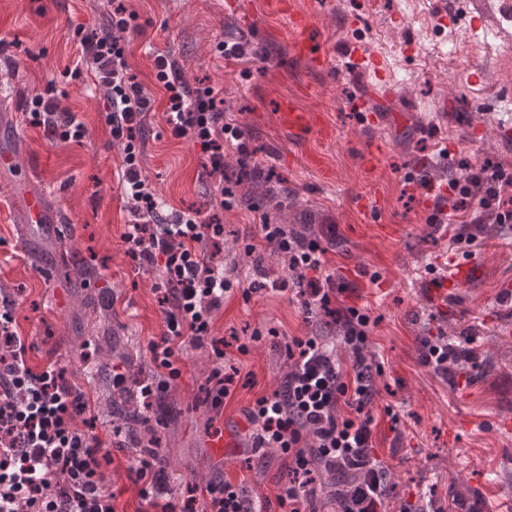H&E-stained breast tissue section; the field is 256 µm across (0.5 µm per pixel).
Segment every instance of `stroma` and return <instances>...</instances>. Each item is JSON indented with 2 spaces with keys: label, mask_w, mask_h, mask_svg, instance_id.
Listing matches in <instances>:
<instances>
[{
  "label": "stroma",
  "mask_w": 512,
  "mask_h": 512,
  "mask_svg": "<svg viewBox=\"0 0 512 512\" xmlns=\"http://www.w3.org/2000/svg\"><path fill=\"white\" fill-rule=\"evenodd\" d=\"M293 2L330 52L325 69L291 56L288 24L269 13L266 0H129L143 26L132 69L152 84L154 56L162 53L190 85L223 89L225 121L249 133L253 159L284 188V205L336 225L326 268L337 279L362 270L340 300L376 318L370 348L384 373L375 404L395 406L401 418L397 430L385 421L376 428L377 454L395 485L389 512L454 500L465 512L512 504V228L489 225L476 208L454 243L447 227L432 223L434 206L420 189L435 168L449 180L462 178L466 166L512 170V141L500 133L512 124V20L501 17V0ZM108 10L107 0H0V152L14 157L0 164V291L16 301L30 365L58 364L85 385L93 433L121 470L137 451L120 447L119 421L103 403L107 391L85 376L108 340L128 352V377L153 375L148 344L162 333L164 313L154 274L136 271L125 254L121 235L132 216L119 190L121 149L105 123L104 94L87 78L70 77L80 56L75 29H102ZM443 12L451 24L441 23ZM219 39L242 45L243 55L222 57ZM361 51L384 60L385 87L360 70ZM475 66L485 74L478 84L467 80ZM35 94L57 98L86 125V138L61 142L28 125L22 105ZM289 96L333 122L334 138L300 139L283 127L280 106ZM374 141L385 144L386 157L369 170L362 156ZM316 155L330 176L315 168ZM204 158L198 143L171 135L162 112L152 114L143 169L168 208L205 209ZM39 191L55 202L57 223H24L23 200ZM365 196L375 202L369 215L357 206ZM219 218L230 267L256 221L243 204ZM466 259L475 277L448 302L433 301L431 286L452 279ZM272 327L291 336L334 333L324 315H305L292 291L226 298L213 333L245 339ZM440 336L475 350L476 359L446 374L424 365L421 341ZM180 359L181 376L165 398L171 415L157 427L174 498L191 484L229 480L250 499H274L288 460L247 448L242 411L281 384L283 350L266 336L237 356L252 380L218 411L205 400L207 348L184 344ZM227 433L234 447H218Z\"/></svg>",
  "instance_id": "35a3bbf8"
}]
</instances>
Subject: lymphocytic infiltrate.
<instances>
[{
  "instance_id": "obj_1",
  "label": "lymphocytic infiltrate",
  "mask_w": 512,
  "mask_h": 512,
  "mask_svg": "<svg viewBox=\"0 0 512 512\" xmlns=\"http://www.w3.org/2000/svg\"><path fill=\"white\" fill-rule=\"evenodd\" d=\"M138 19L125 0H112L105 29L73 35L87 63L73 76H89L104 89L105 122L113 142L122 147L120 183L133 216L122 235L126 255L136 269L157 273L154 289L165 314V329L149 346L161 374L131 381L116 372L113 387L130 391L145 412H152L181 375L177 348L186 341L206 344L213 362L212 404L223 407L237 390L240 370L226 363L227 341L212 334L215 315L225 297L237 291L246 300L261 291L287 292L289 280L273 277L256 256L257 250H272L297 271L306 313L324 312L341 332L334 342L317 335L289 337L283 383L244 411L248 443L253 452L272 449L289 460L291 477L276 495L282 512H317L312 473L318 465L343 466L357 477L354 489L337 500L336 512H387L386 470L374 451L370 411L382 365L367 351L369 312L338 306L335 279L325 270L335 225H322L319 234L301 240L260 215L257 236L244 246L253 262L225 268L224 226L214 213L239 203L236 182L224 176V154L233 150L241 172H248L247 134L225 122L222 89L189 86L169 56L154 57L156 89L138 80L129 63L130 45L142 33ZM157 89L164 92L172 135L200 143L206 154L200 173L208 186L206 210L164 213L143 172L145 132ZM25 116L31 126L63 142H78L87 134L84 123L53 97L33 95ZM477 186L484 190L479 198L473 193ZM448 188V208L433 214L432 223H458L474 203L495 223H512V171L503 166H481L467 178L451 180ZM340 348L350 365L338 361ZM28 350L27 338L15 328L14 300H0V512H117L115 495L104 485L112 458L91 433L86 391L67 378L65 369H33ZM167 467L165 456L148 447L126 467L141 512H267L227 480L207 484L205 500L190 495L174 501L168 495Z\"/></svg>"
}]
</instances>
